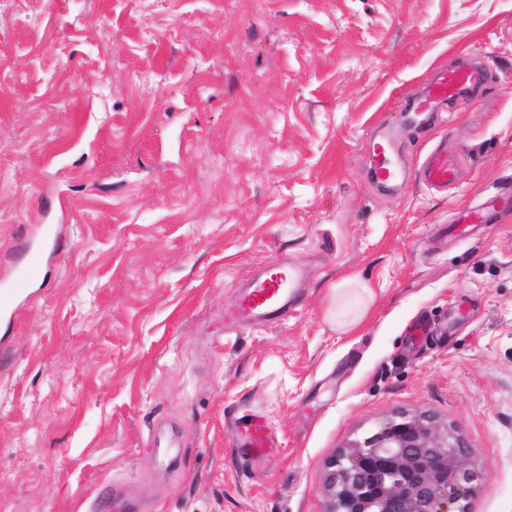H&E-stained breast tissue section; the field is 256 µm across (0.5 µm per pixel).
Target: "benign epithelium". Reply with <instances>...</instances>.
<instances>
[{
    "label": "benign epithelium",
    "mask_w": 512,
    "mask_h": 512,
    "mask_svg": "<svg viewBox=\"0 0 512 512\" xmlns=\"http://www.w3.org/2000/svg\"><path fill=\"white\" fill-rule=\"evenodd\" d=\"M451 427L425 413H397L331 458L327 512H461L477 473Z\"/></svg>",
    "instance_id": "1"
}]
</instances>
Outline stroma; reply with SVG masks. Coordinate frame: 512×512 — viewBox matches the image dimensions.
Masks as SVG:
<instances>
[{
    "label": "stroma",
    "instance_id": "obj_1",
    "mask_svg": "<svg viewBox=\"0 0 512 512\" xmlns=\"http://www.w3.org/2000/svg\"><path fill=\"white\" fill-rule=\"evenodd\" d=\"M465 59L492 80L400 125ZM395 125L385 192L369 142ZM29 255L0 316L6 512L106 485L133 512H327V460L398 412L465 439L466 512H512V0H0V279ZM273 263L306 271L288 312L217 327ZM350 276L374 300L344 333ZM256 418L272 446L241 453ZM459 157L448 155V150L438 146L426 156L420 171V177L429 186L447 187L456 180L459 170ZM496 216L495 200L490 198L484 200L479 205L470 209L464 216L463 221H456L454 226L458 233L464 232L467 229V224H491ZM42 269L36 259H29L16 268L13 281L0 290V313L4 315L15 312V305L18 296L25 288L38 280L41 275ZM373 291L356 278H345L332 288L328 316L342 332L354 330L363 320Z\"/></svg>",
    "mask_w": 512,
    "mask_h": 512
}]
</instances>
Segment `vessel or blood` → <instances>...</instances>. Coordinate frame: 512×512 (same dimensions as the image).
<instances>
[{
    "label": "vessel or blood",
    "mask_w": 512,
    "mask_h": 512,
    "mask_svg": "<svg viewBox=\"0 0 512 512\" xmlns=\"http://www.w3.org/2000/svg\"><path fill=\"white\" fill-rule=\"evenodd\" d=\"M488 70L483 66H466L442 69L431 82L427 94L413 100L403 109L404 119L418 123L431 113L441 111L449 100L460 95L470 86L484 83ZM392 134L385 131L377 135L372 144V177L381 186L395 185L401 179V171L392 153ZM459 159L444 147H437L426 156L420 177L429 186L442 188L455 181ZM496 216L494 199L484 200L470 209L463 220L457 222L458 231H466L471 224H489ZM42 269L37 260L29 259L17 267L12 282L0 289V313L14 314L18 296L25 288L38 280ZM301 278L297 269L277 265L269 266L243 292L232 307L226 308L219 320L225 327L236 325H262L277 320L288 309L294 289Z\"/></svg>",
    "instance_id": "vessel-or-blood-1"
}]
</instances>
